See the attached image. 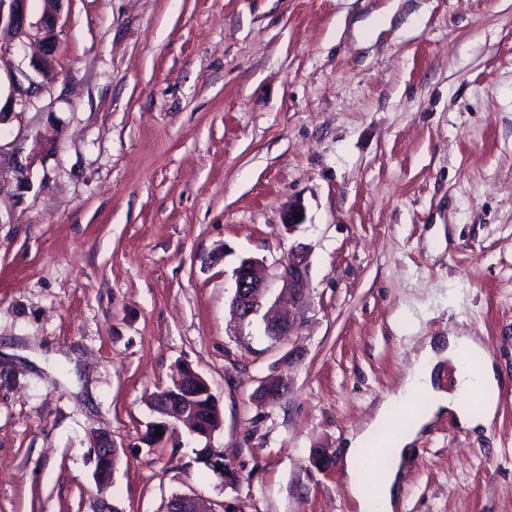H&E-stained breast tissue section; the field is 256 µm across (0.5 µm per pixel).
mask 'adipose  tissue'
Segmentation results:
<instances>
[{"mask_svg":"<svg viewBox=\"0 0 512 512\" xmlns=\"http://www.w3.org/2000/svg\"><path fill=\"white\" fill-rule=\"evenodd\" d=\"M449 361L455 369L453 391L435 389L433 375L441 361ZM502 376L493 359L470 336L449 337L445 347L429 343L420 351L403 387L387 396L380 404L375 421L343 450L348 490L356 499L360 512H391L401 479L400 464L407 461L410 446L423 426L435 416L448 414L457 418L461 427L478 429L489 427L496 412V394ZM485 394L481 414L467 410L461 398L466 394ZM424 399L429 408L422 417L410 420L396 432L390 445L391 466L383 471L374 493H367L362 482L364 454L376 442L377 434L392 420L396 409L408 406L415 399Z\"/></svg>","mask_w":512,"mask_h":512,"instance_id":"1","label":"adipose tissue"}]
</instances>
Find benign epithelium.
Instances as JSON below:
<instances>
[{
    "label": "benign epithelium",
    "instance_id": "1",
    "mask_svg": "<svg viewBox=\"0 0 512 512\" xmlns=\"http://www.w3.org/2000/svg\"><path fill=\"white\" fill-rule=\"evenodd\" d=\"M27 2L28 0H0V33H6L13 38L27 34ZM64 0H44V9L36 26L37 34L44 47V58L39 63L32 64L34 70L45 79L51 78L48 58L52 56L55 46V31ZM39 84L32 81L29 87L21 84L13 85L10 107H24L30 100ZM311 248L305 243H296L288 255V265L280 275L283 286L290 294L288 309L278 311L266 319V330L271 336L291 335L297 312L307 302L306 285L310 269ZM235 291L232 298V311L239 321L250 320L262 308V299L267 292V280L261 272V262L255 258H245L234 270ZM171 389L179 391L188 398H197L210 393L207 382L192 369L183 370L181 376L174 382ZM288 389V383L282 381L276 384H264L260 388V397L266 402H274ZM152 410L157 415L153 432L166 433L177 423L183 424L191 434L210 439L208 432L201 433L195 429L197 406L188 402L174 403L166 394L155 395ZM99 476L109 475L116 449L107 438H101L94 447ZM198 458L221 478H226L228 470L224 466V454L216 449L205 446L198 453ZM168 512H208L202 508L199 501L193 497L177 496L172 499Z\"/></svg>",
    "mask_w": 512,
    "mask_h": 512
}]
</instances>
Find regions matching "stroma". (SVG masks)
<instances>
[{
    "instance_id": "35a3bbf8",
    "label": "stroma",
    "mask_w": 512,
    "mask_h": 512,
    "mask_svg": "<svg viewBox=\"0 0 512 512\" xmlns=\"http://www.w3.org/2000/svg\"><path fill=\"white\" fill-rule=\"evenodd\" d=\"M38 53L0 60L1 107ZM52 68L0 150V512H359L347 436L452 334L504 371L497 412L423 432L394 512H512V0H65ZM298 241L292 335L234 320L241 260L272 302ZM184 366L206 442L151 430ZM171 390L185 393L188 398H197L211 394L207 382L190 368L183 370L181 376L174 382L170 389H167V392ZM94 453L97 459L99 476L106 478L110 473L116 450L112 448V443L108 438H101L98 439L94 447Z\"/></svg>"
}]
</instances>
